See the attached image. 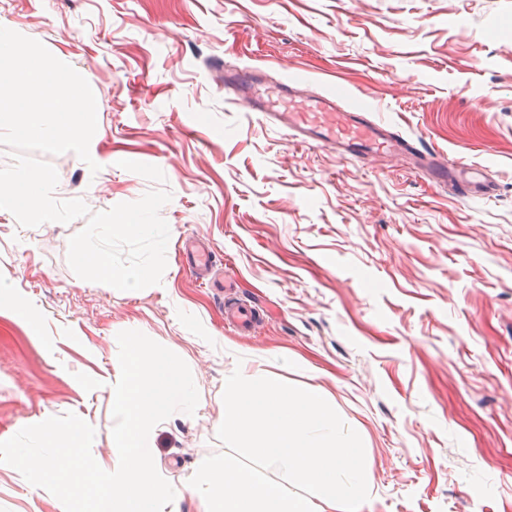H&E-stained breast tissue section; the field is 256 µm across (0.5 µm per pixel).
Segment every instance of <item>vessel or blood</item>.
<instances>
[{
    "label": "vessel or blood",
    "mask_w": 512,
    "mask_h": 512,
    "mask_svg": "<svg viewBox=\"0 0 512 512\" xmlns=\"http://www.w3.org/2000/svg\"><path fill=\"white\" fill-rule=\"evenodd\" d=\"M232 80L240 89L241 99L252 111L293 129L304 143L333 144L345 154L361 160L379 152H406L418 158L421 170L435 183L456 187L467 194L475 191L489 196L494 191L492 182L484 179L482 172L450 166L440 154L423 151L414 142L370 121L367 117L370 107L365 101H355L344 121H337L336 102L348 95L344 87H337L329 95L299 106L290 84H281L278 99L272 102L264 98L253 70L237 69ZM226 320L242 332L254 330L258 323L253 307L246 303L228 307Z\"/></svg>",
    "instance_id": "1"
}]
</instances>
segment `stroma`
<instances>
[{
  "label": "stroma",
  "instance_id": "35a3bbf8",
  "mask_svg": "<svg viewBox=\"0 0 512 512\" xmlns=\"http://www.w3.org/2000/svg\"><path fill=\"white\" fill-rule=\"evenodd\" d=\"M1 22L99 102L100 170L49 156L55 198L94 212L159 187L172 199L162 282L133 293L71 270L85 218L0 215V302L42 324L34 338L0 312V441L72 412L112 470L117 335L137 330L188 364L202 402L157 439L172 486L225 452L238 369L327 391L373 463L372 512H512V0H0ZM233 65L302 97L344 85L371 119L481 167L495 190L436 185L408 155L300 143L242 106ZM191 243L213 248L211 269L189 272ZM227 281L261 313L250 335L224 322ZM0 512L65 509L0 463Z\"/></svg>",
  "mask_w": 512,
  "mask_h": 512
}]
</instances>
